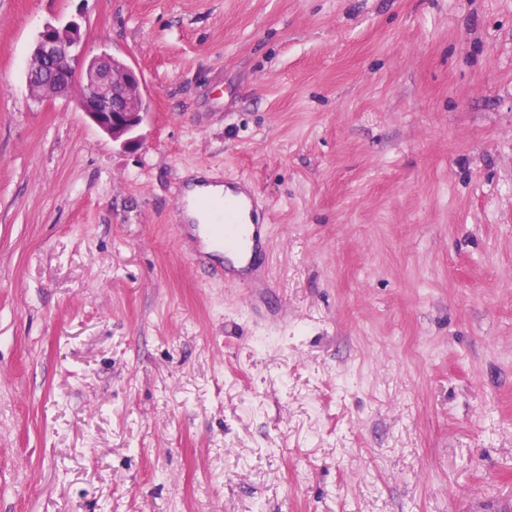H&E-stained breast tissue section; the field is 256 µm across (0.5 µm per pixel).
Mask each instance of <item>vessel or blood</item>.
Returning <instances> with one entry per match:
<instances>
[{
    "label": "vessel or blood",
    "instance_id": "vessel-or-blood-1",
    "mask_svg": "<svg viewBox=\"0 0 512 512\" xmlns=\"http://www.w3.org/2000/svg\"><path fill=\"white\" fill-rule=\"evenodd\" d=\"M191 205L207 215L206 223L190 227L193 238L206 239L209 245L208 250L195 252L196 270L210 277H220L227 266L234 264L239 272L238 286L251 287L255 260L258 254L268 252L269 243L262 234L265 211L250 183L240 181L223 197H201L192 204L185 196H178V213H185ZM215 252L223 254V264L212 261L211 255Z\"/></svg>",
    "mask_w": 512,
    "mask_h": 512
}]
</instances>
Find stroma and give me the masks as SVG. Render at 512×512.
I'll return each instance as SVG.
<instances>
[{
	"mask_svg": "<svg viewBox=\"0 0 512 512\" xmlns=\"http://www.w3.org/2000/svg\"><path fill=\"white\" fill-rule=\"evenodd\" d=\"M72 19L136 145L31 95ZM0 512H512V0H0ZM195 208L207 215V224H186L191 236L201 240L205 238L211 249L194 252V264L197 271L209 277H225V267L232 265L240 276L237 284L251 288L252 272L258 254L269 251V243L262 235L266 224L265 211L259 205L252 186L241 180L231 193H225L219 199L201 197L195 201ZM224 253V267L211 260L212 253ZM234 260L241 266L236 267Z\"/></svg>",
	"mask_w": 512,
	"mask_h": 512,
	"instance_id": "35a3bbf8",
	"label": "stroma"
}]
</instances>
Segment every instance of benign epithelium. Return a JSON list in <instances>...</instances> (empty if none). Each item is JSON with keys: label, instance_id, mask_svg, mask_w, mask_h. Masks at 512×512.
Masks as SVG:
<instances>
[{"label": "benign epithelium", "instance_id": "1", "mask_svg": "<svg viewBox=\"0 0 512 512\" xmlns=\"http://www.w3.org/2000/svg\"><path fill=\"white\" fill-rule=\"evenodd\" d=\"M86 48L79 23L45 24L28 62L31 94L52 100L77 87L81 111L102 133L124 146L137 143L147 117L140 76L108 53L88 57Z\"/></svg>", "mask_w": 512, "mask_h": 512}]
</instances>
